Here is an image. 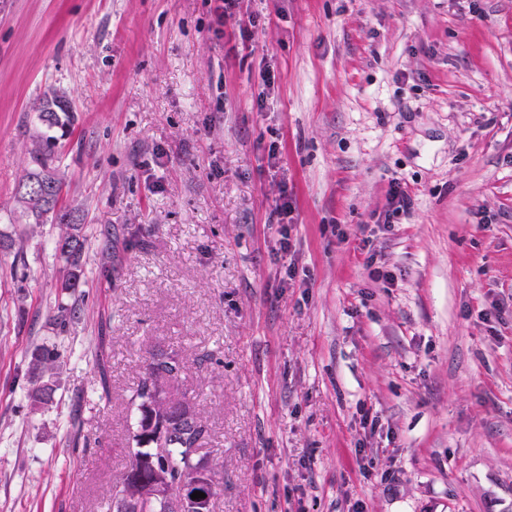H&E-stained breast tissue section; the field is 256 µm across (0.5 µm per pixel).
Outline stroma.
<instances>
[{"label": "stroma", "instance_id": "stroma-1", "mask_svg": "<svg viewBox=\"0 0 512 512\" xmlns=\"http://www.w3.org/2000/svg\"><path fill=\"white\" fill-rule=\"evenodd\" d=\"M213 8L0 0V512H109L159 349L213 512H512V0ZM52 93L86 238L63 328L58 227L14 198ZM390 205L393 207L392 210H388L385 214V221L383 224H391V220L394 217H398L401 214H406L411 205V197L405 186L400 183H395L391 189L390 194ZM61 362L56 353L50 351L34 354L29 365L28 396L35 406L53 403L56 388L53 378L59 373Z\"/></svg>", "mask_w": 512, "mask_h": 512}]
</instances>
